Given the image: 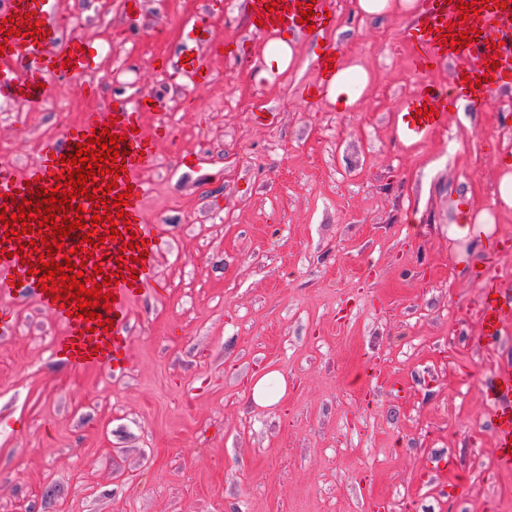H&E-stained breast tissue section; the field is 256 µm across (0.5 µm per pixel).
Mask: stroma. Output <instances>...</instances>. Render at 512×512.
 I'll list each match as a JSON object with an SVG mask.
<instances>
[{
	"label": "stroma",
	"instance_id": "35a3bbf8",
	"mask_svg": "<svg viewBox=\"0 0 512 512\" xmlns=\"http://www.w3.org/2000/svg\"><path fill=\"white\" fill-rule=\"evenodd\" d=\"M120 0H60L76 31L103 50L95 96L22 110L0 101V159L17 171L62 114L80 119L151 96L144 118L172 129L142 173L147 218L171 246L166 285L132 306L123 371H73L54 355L62 326L35 301L0 335V512H512L491 408L478 390L500 353L467 346L481 284L467 263L477 236H512L493 209L499 165L512 154V93L413 146L395 135L398 108L421 83L451 88L444 66L414 73L402 15L368 20L334 0L324 36L294 37L290 69L265 72L245 0H224L214 34L247 48L213 58L191 91L151 70L174 51L181 19L203 0H144L133 21ZM338 44L371 73L358 106L309 98L319 44ZM198 158L175 168L177 155ZM279 371L274 407L252 403L253 377ZM456 469L443 472L440 458ZM467 491L454 499L457 478Z\"/></svg>",
	"mask_w": 512,
	"mask_h": 512
}]
</instances>
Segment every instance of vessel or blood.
<instances>
[{
	"label": "vessel or blood",
	"instance_id": "b4317fda",
	"mask_svg": "<svg viewBox=\"0 0 512 512\" xmlns=\"http://www.w3.org/2000/svg\"><path fill=\"white\" fill-rule=\"evenodd\" d=\"M299 0H280L276 14L282 15L281 23L264 21V30L300 33L308 28L323 31L325 25L335 24V17H323L322 12L331 8L332 0H315L314 14L308 24H301ZM224 0H204L202 13L185 17L180 23L181 47L177 58L156 57L155 68L162 73L177 70L193 86L207 84L211 77L210 58L218 52L241 55L244 45H225L216 40L207 22L209 14L222 11ZM20 17L36 23L40 29L31 38L15 33H0V44L5 51L0 54V98L23 109L35 108L58 96L62 82L94 74L98 71L101 49L77 34H66L57 0H0V20ZM512 17V0L506 6L488 3L481 12L461 19L460 10L451 0H420L419 27L406 37L410 65L415 72H429L432 66L451 64L463 81L457 82V96L467 98L474 108L486 103L485 89L512 83V28L505 26V19ZM458 23L460 30L479 29L468 47L450 48L440 43V30L449 23ZM74 56V66H65L67 56ZM487 77V86H478V77ZM433 109L425 120H417L416 111L422 106ZM160 101L140 102L131 108L119 99L105 109L84 113L81 120L61 132L46 136L38 144V155L24 172H17L9 162L0 163V199L15 193L27 197L29 182L42 180L45 188H53L54 175L60 172L62 155L75 153L77 144L86 143L89 136L100 130L123 137L126 151V170L117 182L119 191L129 192L125 210L131 218V229L137 241L147 244L144 270L138 271L135 282H119L113 289L116 298L109 313L113 321L110 330L89 327L78 316L67 314L58 303L52 302L48 293L40 291L39 275L29 274L28 264L17 255L19 246L28 245L30 234L20 235L17 242L0 236V332L9 334L15 329L14 307L27 300H35L40 311L50 320L63 326L65 334L54 345L55 357L76 370L104 368L111 371L124 369L130 346V311L134 299L140 295L160 294L163 285L156 271L158 254L170 246L169 239L157 233L154 224L145 214L146 190L139 175L154 169L158 157L154 151V137L170 136L166 125H159L154 136L141 131L145 113L160 109ZM401 130L411 136L425 135L429 130L448 123V95L431 83L421 84L408 103V109L399 113ZM122 247L120 238H108L94 250L93 260L100 263L104 275L117 271L116 259ZM471 273L482 284L478 304L480 330L468 337V344L478 350L495 347L506 326L512 324V300L506 295V280L484 264L475 263ZM484 401L491 407L492 435L497 451L496 459L501 470H512V364L499 368L491 382L481 388Z\"/></svg>",
	"mask_w": 512,
	"mask_h": 512
}]
</instances>
